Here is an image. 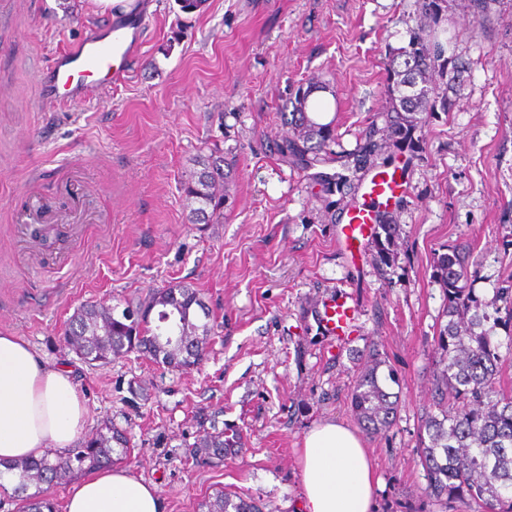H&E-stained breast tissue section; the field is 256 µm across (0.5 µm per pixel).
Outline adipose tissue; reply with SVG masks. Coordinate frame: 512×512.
Masks as SVG:
<instances>
[{"label": "adipose tissue", "instance_id": "ef3b65f1", "mask_svg": "<svg viewBox=\"0 0 512 512\" xmlns=\"http://www.w3.org/2000/svg\"><path fill=\"white\" fill-rule=\"evenodd\" d=\"M89 410L70 367L24 340L0 335V461L63 452L84 431ZM304 512H373V460L361 438L335 420L311 428L300 450ZM65 512H162L158 487L123 468L81 476Z\"/></svg>", "mask_w": 512, "mask_h": 512}]
</instances>
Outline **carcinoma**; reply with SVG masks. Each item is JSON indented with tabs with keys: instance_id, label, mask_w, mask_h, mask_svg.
<instances>
[{
	"instance_id": "obj_1",
	"label": "carcinoma",
	"mask_w": 512,
	"mask_h": 512,
	"mask_svg": "<svg viewBox=\"0 0 512 512\" xmlns=\"http://www.w3.org/2000/svg\"><path fill=\"white\" fill-rule=\"evenodd\" d=\"M436 32L419 27L409 48L398 54L388 72L394 126L392 146L414 152L419 115L437 94L430 73L457 71L452 55ZM317 83L296 87L282 104L280 118L286 135L276 152L288 164L316 170L313 179L329 193L347 181L341 171L328 173L318 167L335 161L333 122L321 123L319 113L307 111ZM201 169L184 182L190 202L191 224H213L222 214L232 173L224 156L214 153L198 160ZM394 228L378 225L377 254L382 264L393 261ZM434 277L448 301V322L432 339L438 368L431 403L425 411L418 437L417 454L427 477L426 493L451 509L468 501L480 512H512V393L502 388L503 364L512 358V287L495 288L492 296L467 287L464 248L454 246L440 255ZM211 311L198 290L175 284L150 292L135 307L104 303L82 306L63 332V344L89 363L139 353L154 363L175 369L198 364L207 353L212 326ZM382 360L370 354V364L350 391V407L358 423L370 434H381L395 422L397 395L379 378ZM241 437H224V431L205 432L196 442L192 459L209 464L224 458V451L239 447ZM126 440L119 431L104 425L78 446L63 453H48L38 461H20L0 470L17 477L14 497L19 512H58L55 500L44 493H28L79 472L116 463L127 455ZM206 512H261L254 501L217 491L201 502Z\"/></svg>"
}]
</instances>
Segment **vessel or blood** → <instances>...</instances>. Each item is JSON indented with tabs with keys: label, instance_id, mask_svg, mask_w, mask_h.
Instances as JSON below:
<instances>
[{
	"label": "vessel or blood",
	"instance_id": "b4317fda",
	"mask_svg": "<svg viewBox=\"0 0 512 512\" xmlns=\"http://www.w3.org/2000/svg\"><path fill=\"white\" fill-rule=\"evenodd\" d=\"M138 27L127 23H106L95 27L74 46L59 51L38 82L41 98L51 103L82 101L98 96L112 83L127 77L125 63L131 62L140 45ZM407 189L394 176H372L367 193L384 206L395 204ZM375 220L369 207H353L346 214L340 244L349 251L363 246ZM356 309L335 300L323 304L318 321L326 334L346 335L355 321Z\"/></svg>",
	"mask_w": 512,
	"mask_h": 512
}]
</instances>
